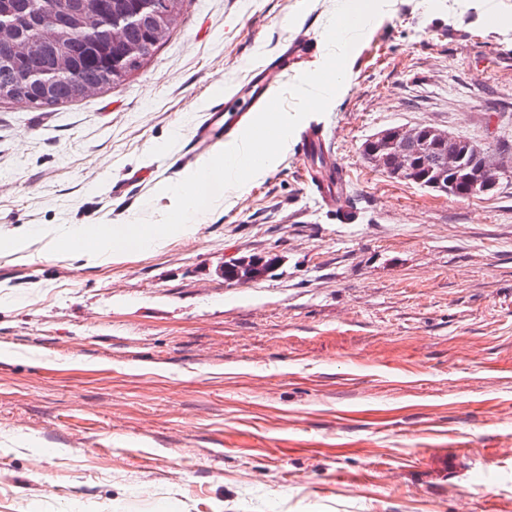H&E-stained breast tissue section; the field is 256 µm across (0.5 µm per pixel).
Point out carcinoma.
<instances>
[{"instance_id": "cac0c4a2", "label": "carcinoma", "mask_w": 512, "mask_h": 512, "mask_svg": "<svg viewBox=\"0 0 512 512\" xmlns=\"http://www.w3.org/2000/svg\"><path fill=\"white\" fill-rule=\"evenodd\" d=\"M13 9L29 18L23 31L10 30L3 37L11 40L37 37L36 51L15 64L0 66V102L16 101L36 105H55L84 99L119 84L125 76L138 69L162 44L179 14L182 0H157L155 9L163 17L162 35L157 37L148 21L128 25L123 46L111 49L101 59L88 54V43L79 34L93 32L96 38L105 35L97 0L71 7L70 0H11ZM58 46L61 65L58 77L51 82L48 96L32 97L33 73L45 64V50ZM122 61L123 76L108 80L112 60Z\"/></svg>"}]
</instances>
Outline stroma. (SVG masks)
<instances>
[{
	"mask_svg": "<svg viewBox=\"0 0 512 512\" xmlns=\"http://www.w3.org/2000/svg\"><path fill=\"white\" fill-rule=\"evenodd\" d=\"M338 0H183L126 80L0 102V234L159 220L197 123ZM355 223L289 139L190 238L0 254V512H512V176L462 199L363 156L391 126L512 155V25L386 0L326 113ZM242 257L274 260L228 281ZM304 180L320 204L329 205L338 195L348 196L349 182L337 161H331L320 174L305 172Z\"/></svg>",
	"mask_w": 512,
	"mask_h": 512,
	"instance_id": "stroma-1",
	"label": "stroma"
}]
</instances>
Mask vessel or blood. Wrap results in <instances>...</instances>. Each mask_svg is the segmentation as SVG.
<instances>
[{
  "instance_id": "obj_1",
  "label": "vessel or blood",
  "mask_w": 512,
  "mask_h": 512,
  "mask_svg": "<svg viewBox=\"0 0 512 512\" xmlns=\"http://www.w3.org/2000/svg\"><path fill=\"white\" fill-rule=\"evenodd\" d=\"M312 48V40L303 37L284 42L262 66L253 71L252 75L240 85L235 86L231 101L215 105L211 110L210 120L194 127L192 131L194 154L205 153L214 147L216 122L221 113L230 111L232 102L236 101L257 110L261 109L272 89V85L267 79L268 73H276L282 79L293 75V65L296 59L309 54ZM304 180L312 195L324 205L330 204L334 197L348 192L349 182L346 173L334 161L327 164L321 173H305Z\"/></svg>"
}]
</instances>
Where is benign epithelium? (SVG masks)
Instances as JSON below:
<instances>
[{"mask_svg":"<svg viewBox=\"0 0 512 512\" xmlns=\"http://www.w3.org/2000/svg\"><path fill=\"white\" fill-rule=\"evenodd\" d=\"M33 50V41L0 43V64L8 66ZM363 152L368 163L401 181H412L439 194H451L464 188L469 194L487 193L499 180L512 173V163L496 157L491 151L471 148L465 139L430 126L392 127L369 139ZM438 155V167L430 181L415 174L414 155ZM254 280L263 276L274 261L250 258L238 260Z\"/></svg>","mask_w":512,"mask_h":512,"instance_id":"obj_1","label":"benign epithelium"}]
</instances>
